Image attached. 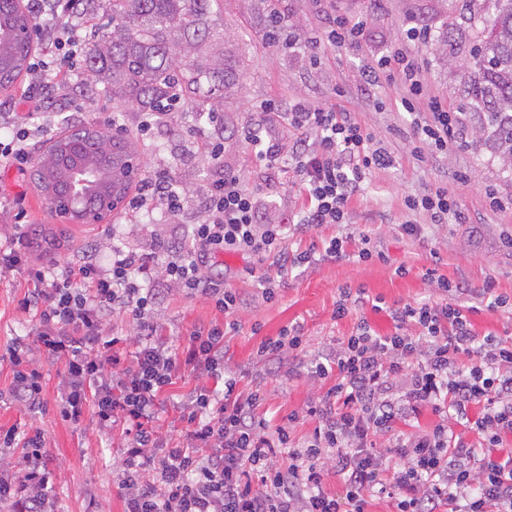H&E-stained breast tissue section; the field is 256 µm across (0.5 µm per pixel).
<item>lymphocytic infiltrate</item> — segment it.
<instances>
[{"instance_id": "obj_1", "label": "lymphocytic infiltrate", "mask_w": 512, "mask_h": 512, "mask_svg": "<svg viewBox=\"0 0 512 512\" xmlns=\"http://www.w3.org/2000/svg\"><path fill=\"white\" fill-rule=\"evenodd\" d=\"M428 39L426 30L407 29L400 46L364 66L361 78L367 88L397 81L408 114L415 116L417 101L426 100L430 118L416 120L414 131L436 158L448 152L455 119L432 95L416 61L417 48ZM253 111L245 138L256 160L285 166L305 195L298 227L346 223L367 175L395 164L347 110L300 100L284 107L270 99ZM271 121L292 133L291 152L263 138ZM210 124L203 143L209 160L205 218L162 253L125 251L105 237L70 265L29 267L22 237L0 251V271L22 273L27 283L21 305L35 314L40 353L64 365V420L77 423L93 414L105 434L117 421L127 426L116 470L124 512H365L374 495L391 498L395 512H512V452L493 453L512 436V345L472 330L462 307L450 301L461 285L442 283L448 302L392 310L396 330L390 335L359 321L332 357L315 361L312 373L333 384L312 408L318 424L302 442L293 439L290 421L272 425L259 415V391L238 392L237 377L224 365V338L235 322L195 327L188 344L176 350L158 338L155 307L167 293L199 294L224 313L235 311L237 297L216 268L224 253L258 262L284 257L287 225L264 222L261 200L244 187L239 172L224 167L223 120L214 114ZM185 202L170 174L155 173L142 178L128 209L137 214L160 207L174 216ZM404 204L427 212L435 224L459 213L444 184L406 197ZM107 249L112 261L105 266L99 255ZM115 314L131 315L136 323V351L128 365L116 350L121 337L103 338ZM412 322L421 336L403 334ZM9 359L12 400L40 411L38 365L21 348ZM185 371L202 378V386L184 401L166 399ZM211 379L223 381V390L209 388ZM400 384L403 394L390 398ZM423 405L439 412V422L423 433L393 436L394 425ZM170 409L185 415L186 427L180 444L164 449L158 419ZM469 433L478 446L466 442ZM379 437L388 440L385 450L375 446ZM15 440L12 430L0 438V501L11 512H54L44 432L27 434L18 457L12 453ZM328 465L342 480L344 497L325 490Z\"/></svg>"}]
</instances>
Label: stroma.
I'll use <instances>...</instances> for the list:
<instances>
[{
	"label": "stroma",
	"mask_w": 512,
	"mask_h": 512,
	"mask_svg": "<svg viewBox=\"0 0 512 512\" xmlns=\"http://www.w3.org/2000/svg\"><path fill=\"white\" fill-rule=\"evenodd\" d=\"M277 7L288 22L293 46L267 41L264 0L221 4L224 54L236 69V80L225 90L220 108L225 128L249 126L253 105L264 99L335 105L356 112L367 131L396 159L394 167L373 170L352 199L348 222L357 234L345 243V258L324 255L328 240L341 233L336 225L322 224L308 233L289 235L284 244L288 253L308 251L316 261L274 272L277 290L271 299L254 279L242 278L249 258L227 252L220 259L237 296L233 315L237 329L224 340V361L236 372L240 391L262 390L261 416L279 422L299 413L292 436L301 441L316 425L306 417L307 407L319 402L330 386L328 380L311 374L312 362L333 353L359 319H367L377 334L386 336L394 330L391 310L407 303L444 302L439 279L464 285L465 292L456 301L470 307L476 334L512 338V311L490 312L482 302L487 288L512 300V176L502 171L491 145L479 137L477 113L465 114L464 130L446 157L419 160L414 155L419 142L412 118L397 109L396 85L385 81L368 93L358 89L364 65L392 54L408 28H424L430 38L417 53L419 66L449 112H459L470 98V61L476 44L474 29L460 19L462 0H277ZM334 13L363 21L362 35L339 47L308 45L309 36L321 34ZM74 62L78 76L58 87L55 105L41 110L43 129L29 141L32 157H39L44 143L63 132V117L79 113L99 124L116 120L131 131L141 118L136 106L119 104L102 87H90L84 51H77ZM195 106V96L182 94L172 122L154 131L143 155L148 170L174 171L180 188L193 199V206L178 221L154 209L133 218L119 210L101 224H70L49 215L31 181L33 165L21 171L0 170V218L13 220L20 208L25 212L23 236H30L37 224L63 235L59 248L51 253L31 248V262L65 261L101 236L113 238L126 250L156 252L162 242L180 236L183 225L198 223L204 213L195 201L203 190L208 162L199 147L204 125ZM224 166L240 172L245 187L264 202L266 222L298 214L306 203L295 180L260 165L244 138L225 140ZM441 182L458 200L464 222L434 224L425 212L405 207L406 197L423 195ZM494 197L504 201V208L491 205ZM409 224L416 225V234L406 232ZM364 233L371 238L366 245L373 257L361 262L356 255L365 245L360 239ZM430 269L435 272L431 278L426 275ZM346 293L358 304L352 315L339 320L334 316L336 304ZM23 295L19 274L0 273V432L13 427L22 434L35 428L44 431L55 512H122L115 470L124 456L125 428L118 425L104 434L93 416L79 425L62 420V364L41 361V412L29 413L6 397L13 381L11 346L23 342L32 358L40 356L35 319L19 306ZM224 320L213 302L199 296L168 297L156 308L158 334L175 349L187 344L193 327ZM291 326L301 329L303 348L280 360H258L260 343Z\"/></svg>",
	"instance_id": "stroma-1"
}]
</instances>
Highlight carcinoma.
I'll return each mask as SVG.
<instances>
[{
    "instance_id": "carcinoma-1",
    "label": "carcinoma",
    "mask_w": 512,
    "mask_h": 512,
    "mask_svg": "<svg viewBox=\"0 0 512 512\" xmlns=\"http://www.w3.org/2000/svg\"><path fill=\"white\" fill-rule=\"evenodd\" d=\"M217 0H112V31L89 47V80L118 100L132 99L144 112H168L173 89L186 87L210 100L234 80L219 46L224 35L213 19ZM470 26L482 24L470 63L473 104L483 111L482 132L494 141L502 169L512 173V0L466 5ZM491 28L494 36L485 35ZM34 28L21 0H0V90L31 72L33 41L19 32ZM137 153L128 136L96 127L79 137L61 136L41 154L33 180L48 203L66 194L69 172L80 165L95 173L78 207L95 211Z\"/></svg>"
}]
</instances>
